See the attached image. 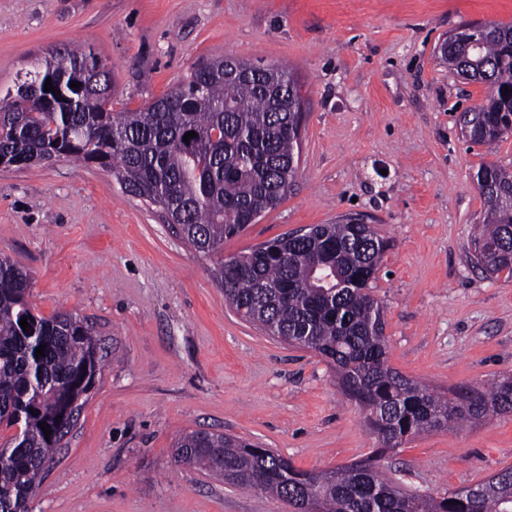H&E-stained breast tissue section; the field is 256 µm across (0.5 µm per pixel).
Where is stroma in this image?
I'll return each mask as SVG.
<instances>
[{
  "mask_svg": "<svg viewBox=\"0 0 512 512\" xmlns=\"http://www.w3.org/2000/svg\"><path fill=\"white\" fill-rule=\"evenodd\" d=\"M486 22H512V0H0V93L75 44L107 64L116 112L203 59L287 67L305 96L297 176L224 256L364 216L390 242L375 282L390 365L440 392L481 387L512 374V278L470 262L485 215L475 174L512 170V136L490 150L462 136L461 114L488 88L449 72L437 45ZM1 256L29 270L40 315H77L108 353L29 512H291L175 465V441L195 429L302 470L375 448L327 364L237 316L211 277L216 257L97 164L0 166ZM384 465L434 496L477 483L512 465V414L417 437Z\"/></svg>",
  "mask_w": 512,
  "mask_h": 512,
  "instance_id": "35a3bbf8",
  "label": "stroma"
}]
</instances>
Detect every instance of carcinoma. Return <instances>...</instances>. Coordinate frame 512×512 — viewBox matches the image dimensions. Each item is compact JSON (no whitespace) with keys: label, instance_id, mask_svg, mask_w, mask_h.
<instances>
[{"label":"carcinoma","instance_id":"cac0c4a2","mask_svg":"<svg viewBox=\"0 0 512 512\" xmlns=\"http://www.w3.org/2000/svg\"><path fill=\"white\" fill-rule=\"evenodd\" d=\"M439 53L459 77L488 85L485 102L461 118L470 143L490 148L512 136V23L461 25ZM48 78L57 92L44 91ZM110 96L109 71L92 48L47 52L0 98V165L94 162L207 255L286 197L304 104L303 86L286 67L209 59L137 109L114 112ZM190 131L196 135L186 143ZM476 181L486 216L470 261L489 276L512 277V171L486 163ZM308 232L231 256L213 279L242 319L327 363L365 413L377 448L346 465L301 471L269 448L192 430L174 443L175 463L272 495L293 512H512L511 465L442 496L407 491L382 466L410 439L512 413V374L450 397L403 375L388 363L384 311L372 291L389 240L352 216ZM29 288L27 271L0 257V426L18 429L0 448V512H27L105 361L86 323L70 312L36 313ZM41 345L45 355L37 358Z\"/></svg>","mask_w":512,"mask_h":512}]
</instances>
